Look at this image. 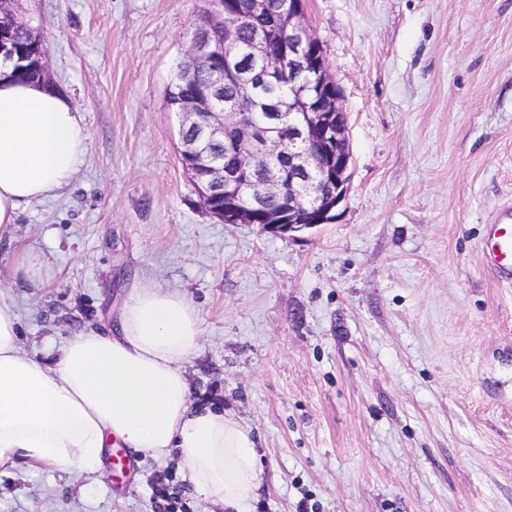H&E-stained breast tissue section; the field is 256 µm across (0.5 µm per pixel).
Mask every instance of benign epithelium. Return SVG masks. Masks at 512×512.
Wrapping results in <instances>:
<instances>
[{
    "label": "benign epithelium",
    "mask_w": 512,
    "mask_h": 512,
    "mask_svg": "<svg viewBox=\"0 0 512 512\" xmlns=\"http://www.w3.org/2000/svg\"><path fill=\"white\" fill-rule=\"evenodd\" d=\"M207 24L224 32V39L212 40L192 35L185 51L188 73L206 68L220 57L224 58V75L242 87L243 95L222 112L210 111L211 92L198 96L192 106L182 113L181 126L201 129L202 140H223L224 131H237L233 140H224V153L235 159L236 170L230 172L203 151L202 147L181 150L183 166L198 162L207 169L205 180L196 190L205 207L224 198L223 217L226 224H257L264 230L288 236L305 229L329 224L335 209L344 201L351 179L352 153L347 120H339L343 113L341 92L325 98L304 95V83H288V102L278 112L262 111L255 94L257 84L272 79L268 74L243 71L238 64L235 48L238 44L239 14L216 7L218 0H210ZM288 16V39L277 41L275 34L257 29L252 32L248 48L265 57L278 42L276 61L281 72L292 77L317 72L322 85L334 86L324 59L311 61V48L320 42L305 18V0H283ZM0 15L11 17L14 26L31 33L32 44L28 61L38 69L39 78L50 81L40 38L29 23L18 13L16 0H0ZM288 151V171L283 177L275 172L262 185L248 187L249 173L260 160L276 161L282 157L283 145ZM278 199L281 208L270 210L266 200Z\"/></svg>",
    "instance_id": "1"
}]
</instances>
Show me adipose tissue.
I'll return each instance as SVG.
<instances>
[{
  "label": "adipose tissue",
  "instance_id": "obj_1",
  "mask_svg": "<svg viewBox=\"0 0 512 512\" xmlns=\"http://www.w3.org/2000/svg\"><path fill=\"white\" fill-rule=\"evenodd\" d=\"M89 144L66 94L18 81L0 63V227L67 188ZM200 342L186 293L140 285L109 333L71 337L48 366L23 349L15 305L0 295V467L81 473L100 469L115 442L155 458L176 448L183 478L240 512L259 487L256 442L223 409L192 404L182 365Z\"/></svg>",
  "mask_w": 512,
  "mask_h": 512
}]
</instances>
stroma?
Instances as JSON below:
<instances>
[{"label":"stroma","mask_w":512,"mask_h":512,"mask_svg":"<svg viewBox=\"0 0 512 512\" xmlns=\"http://www.w3.org/2000/svg\"><path fill=\"white\" fill-rule=\"evenodd\" d=\"M204 0H20L90 131L74 183L0 238L55 274L0 293L54 363L138 282L187 293L193 403L247 424L242 512H512V284L483 251L512 207V0H306L348 118L332 223L281 237L203 206L167 99ZM225 512L180 452L70 474L0 470V512Z\"/></svg>","instance_id":"obj_1"}]
</instances>
